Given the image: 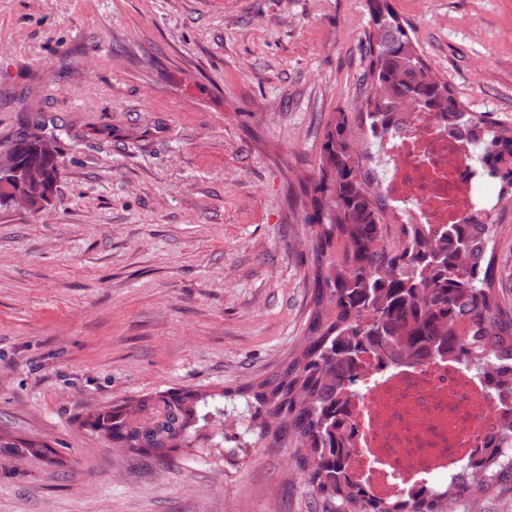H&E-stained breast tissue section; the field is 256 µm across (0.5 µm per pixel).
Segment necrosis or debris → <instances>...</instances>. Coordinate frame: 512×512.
Returning <instances> with one entry per match:
<instances>
[{
    "instance_id": "necrosis-or-debris-1",
    "label": "necrosis or debris",
    "mask_w": 512,
    "mask_h": 512,
    "mask_svg": "<svg viewBox=\"0 0 512 512\" xmlns=\"http://www.w3.org/2000/svg\"><path fill=\"white\" fill-rule=\"evenodd\" d=\"M398 124L400 133L382 135L373 150L387 208L404 224L454 223L480 200L468 127L408 112ZM349 409L357 427L351 473L375 497L438 487L440 476L480 459L489 436L512 442V397L494 402L482 373L448 354L419 363L386 352L383 366L362 369Z\"/></svg>"
}]
</instances>
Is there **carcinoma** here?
I'll return each mask as SVG.
<instances>
[{
	"label": "carcinoma",
	"mask_w": 512,
	"mask_h": 512,
	"mask_svg": "<svg viewBox=\"0 0 512 512\" xmlns=\"http://www.w3.org/2000/svg\"><path fill=\"white\" fill-rule=\"evenodd\" d=\"M365 111H339L327 126L313 175L298 178L294 202L308 228L311 296L296 351L268 377L219 395L177 390L142 396L110 410L91 409L81 425L117 448L164 456L201 429L233 415L245 432L271 447L293 444L296 468L317 496L342 512H459L458 505L512 491V447H494L466 477L439 494L373 499L347 476L352 451L347 384L362 355L389 348L422 361L453 353L492 369L498 394L512 395V304L498 295L494 265L498 225L512 208V125L469 112L435 74L389 0H367ZM403 109L475 132L470 160L499 185L496 199L439 231L391 224L366 167L378 130L396 131ZM7 149L35 159L55 184L64 167L54 138L36 146L20 135ZM50 446L0 434V454L44 458Z\"/></svg>",
	"instance_id": "carcinoma-1"
}]
</instances>
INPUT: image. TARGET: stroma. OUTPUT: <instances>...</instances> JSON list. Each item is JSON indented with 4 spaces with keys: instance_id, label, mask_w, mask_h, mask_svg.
<instances>
[{
    "instance_id": "obj_1",
    "label": "stroma",
    "mask_w": 512,
    "mask_h": 512,
    "mask_svg": "<svg viewBox=\"0 0 512 512\" xmlns=\"http://www.w3.org/2000/svg\"><path fill=\"white\" fill-rule=\"evenodd\" d=\"M471 112L512 122V0H390ZM366 0H0V143L41 118L57 196L0 207V512H336L292 448L159 457L92 407L277 370L310 301L291 182L364 99ZM53 453L50 446L37 439L0 434V454L21 459L44 458Z\"/></svg>"
}]
</instances>
